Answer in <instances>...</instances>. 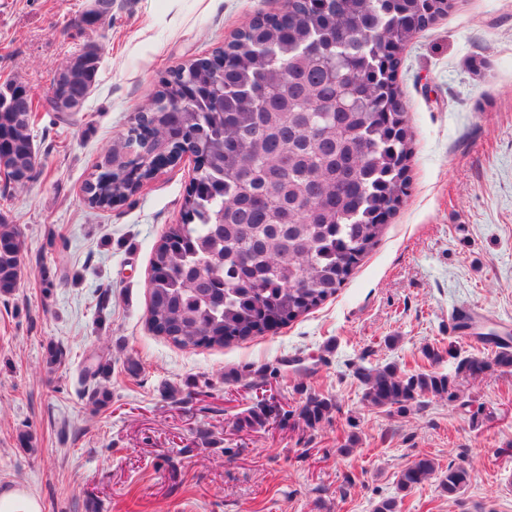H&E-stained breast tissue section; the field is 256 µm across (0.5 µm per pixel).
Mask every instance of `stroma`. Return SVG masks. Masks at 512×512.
Listing matches in <instances>:
<instances>
[{
  "label": "stroma",
  "instance_id": "1",
  "mask_svg": "<svg viewBox=\"0 0 512 512\" xmlns=\"http://www.w3.org/2000/svg\"><path fill=\"white\" fill-rule=\"evenodd\" d=\"M453 3L400 53L411 185L379 242L310 313L182 350L146 319L153 248L181 221L193 162L105 210L83 188L171 69L286 0H112L91 29L70 24L90 0H0V86L46 98L66 60L101 47L81 111L38 112L25 187L0 181V220L25 239L19 284L0 295V491L25 488L42 512H373L395 496L398 512H512V371L457 369L490 356L479 333H512V0ZM99 355L112 362L100 408L87 372ZM386 363L455 376L462 403L373 407L357 372ZM313 391L338 409L311 428L298 413ZM264 394L288 421L241 427ZM423 455L469 468L470 482L453 499L435 478L399 492Z\"/></svg>",
  "mask_w": 512,
  "mask_h": 512
}]
</instances>
